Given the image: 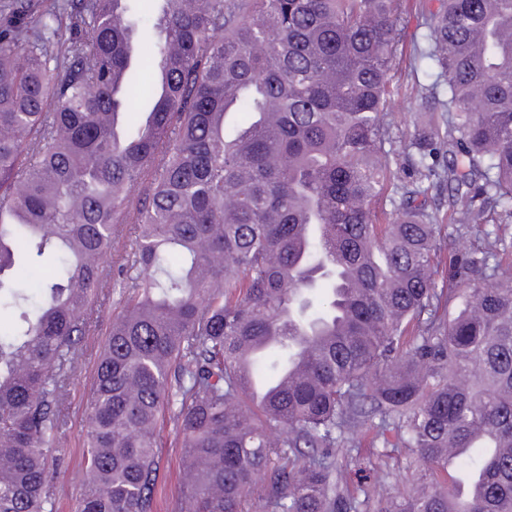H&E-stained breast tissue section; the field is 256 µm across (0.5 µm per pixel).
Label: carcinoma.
Segmentation results:
<instances>
[{
  "instance_id": "obj_1",
  "label": "carcinoma",
  "mask_w": 512,
  "mask_h": 512,
  "mask_svg": "<svg viewBox=\"0 0 512 512\" xmlns=\"http://www.w3.org/2000/svg\"><path fill=\"white\" fill-rule=\"evenodd\" d=\"M126 2L0 0V512H53L62 390L110 279L78 512H156L167 420L173 512H512L502 238L437 287L423 187L460 227L512 224V0L421 8L445 136L414 134L403 174L398 0H158L136 63ZM33 250L35 298L13 279ZM368 435L411 451L404 495L337 466ZM166 447L158 448L159 456V484H158V512H171L183 481L181 466V448L174 444L175 430L172 423H168L163 433ZM168 507V511H167Z\"/></svg>"
}]
</instances>
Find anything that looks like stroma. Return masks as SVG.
Here are the masks:
<instances>
[{"label":"stroma","mask_w":512,"mask_h":512,"mask_svg":"<svg viewBox=\"0 0 512 512\" xmlns=\"http://www.w3.org/2000/svg\"><path fill=\"white\" fill-rule=\"evenodd\" d=\"M404 30L394 51L392 72V94L385 110L388 114L384 149L392 168L408 167V156L404 145L416 125L423 124L433 132L443 133L442 112L424 111L418 102L416 86L428 83L426 65L410 70L409 62L417 49L427 44V30L418 20L419 0H403ZM119 291L112 285L101 288L95 310L91 314L92 331L86 336L79 364L65 385L62 411L64 416V438L54 447L52 454L58 459L54 475L57 512H75L77 503L85 489V450L82 443L86 426V402L92 389L94 370L99 350L104 343L112 317L119 310ZM166 445L159 449L158 500L161 512L174 504L183 481L181 450L174 444L175 430L166 426ZM381 444L364 442L357 456H337L338 466L346 469L350 480L368 487L388 480L393 494H402L410 476L406 469L408 457L405 449L396 448L389 456H381Z\"/></svg>","instance_id":"1"}]
</instances>
